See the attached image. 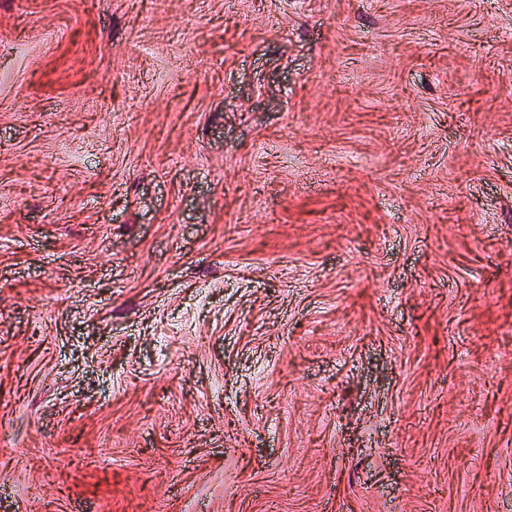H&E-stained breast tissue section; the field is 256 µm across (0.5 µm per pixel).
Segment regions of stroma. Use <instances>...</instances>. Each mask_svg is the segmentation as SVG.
Instances as JSON below:
<instances>
[{
    "instance_id": "35a3bbf8",
    "label": "stroma",
    "mask_w": 512,
    "mask_h": 512,
    "mask_svg": "<svg viewBox=\"0 0 512 512\" xmlns=\"http://www.w3.org/2000/svg\"><path fill=\"white\" fill-rule=\"evenodd\" d=\"M0 512H512V0H0Z\"/></svg>"
}]
</instances>
